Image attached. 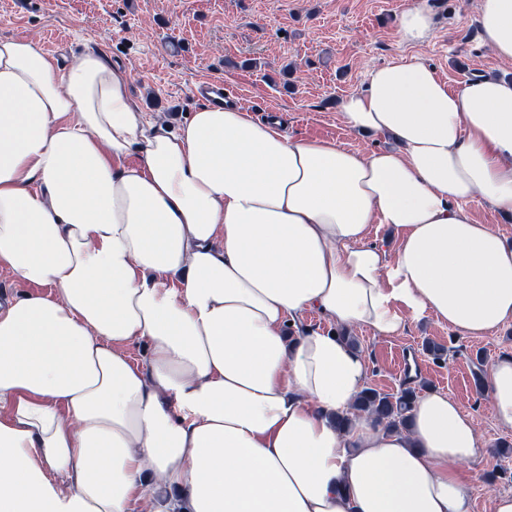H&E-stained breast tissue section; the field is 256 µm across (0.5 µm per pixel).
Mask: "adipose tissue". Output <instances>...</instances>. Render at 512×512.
Returning a JSON list of instances; mask_svg holds the SVG:
<instances>
[{"label":"adipose tissue","mask_w":512,"mask_h":512,"mask_svg":"<svg viewBox=\"0 0 512 512\" xmlns=\"http://www.w3.org/2000/svg\"><path fill=\"white\" fill-rule=\"evenodd\" d=\"M477 19L512 63V0ZM432 35L414 0L398 41ZM339 112L392 146L295 139L240 105L172 131L105 55L0 37V268L39 288L0 304V512H472L459 466L485 444L448 394L419 393L401 432L335 418L367 376L350 330L512 323V241L469 208L512 215V79L452 89L398 58ZM309 310L331 330L289 334ZM485 384L512 431L511 354Z\"/></svg>","instance_id":"adipose-tissue-1"}]
</instances>
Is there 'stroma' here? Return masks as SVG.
Listing matches in <instances>:
<instances>
[{"instance_id":"obj_1","label":"stroma","mask_w":512,"mask_h":512,"mask_svg":"<svg viewBox=\"0 0 512 512\" xmlns=\"http://www.w3.org/2000/svg\"><path fill=\"white\" fill-rule=\"evenodd\" d=\"M410 0H0V36L22 37L68 63L99 52L131 73L130 92L169 126L202 101L197 84L220 80L234 104L263 121L277 110L280 129L300 139H328L368 152L385 139L345 127L340 100L364 86L372 67L417 56L456 86L492 71L512 77L484 46L473 0H428L435 32L425 44L400 43L395 28ZM353 337L366 357V383L384 394L411 386L446 392L473 414L487 444L464 466L473 512L490 496L512 493V431L501 429L475 386L499 355L512 353V324L478 339L461 338L428 318L402 335ZM443 346L442 357L427 344Z\"/></svg>"}]
</instances>
